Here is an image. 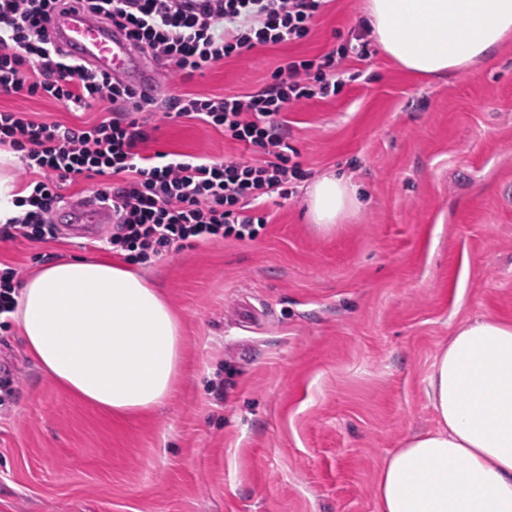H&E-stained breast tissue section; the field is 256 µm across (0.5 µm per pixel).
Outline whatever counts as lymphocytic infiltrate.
Here are the masks:
<instances>
[{"label":"lymphocytic infiltrate","mask_w":512,"mask_h":512,"mask_svg":"<svg viewBox=\"0 0 512 512\" xmlns=\"http://www.w3.org/2000/svg\"><path fill=\"white\" fill-rule=\"evenodd\" d=\"M329 0H0V94L46 97L80 111L112 105L110 118L84 128L35 121L0 111V146L20 152L31 175L29 195L14 200L16 215L0 223V239L56 237L52 216L63 188L78 178L110 174L118 182L107 199L112 227L99 238L131 263L161 258L196 241L258 237L267 218L258 208L288 197L299 164L291 163L281 115L290 106L338 94L356 81L347 63L371 56L365 28L316 60L280 66L262 91L245 96L171 97L160 87L133 88L67 56L49 37L53 15L83 9L117 26L131 45L160 67L161 84L204 74L217 62L258 46L308 36ZM191 118L223 130L258 152L253 162H217L142 154L144 117Z\"/></svg>","instance_id":"obj_1"}]
</instances>
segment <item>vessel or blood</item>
Listing matches in <instances>:
<instances>
[{
  "mask_svg": "<svg viewBox=\"0 0 512 512\" xmlns=\"http://www.w3.org/2000/svg\"><path fill=\"white\" fill-rule=\"evenodd\" d=\"M49 34L53 41L82 62L128 81L138 90L150 89L154 76L145 71L137 53L116 27L92 21L83 11L55 15ZM112 221V207L90 196L57 210L55 222L76 238L93 240Z\"/></svg>",
  "mask_w": 512,
  "mask_h": 512,
  "instance_id": "vessel-or-blood-1",
  "label": "vessel or blood"
}]
</instances>
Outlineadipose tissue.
Instances as JSON below:
<instances>
[{
    "label": "adipose tissue",
    "instance_id": "obj_1",
    "mask_svg": "<svg viewBox=\"0 0 512 512\" xmlns=\"http://www.w3.org/2000/svg\"><path fill=\"white\" fill-rule=\"evenodd\" d=\"M371 36L416 75L471 68L512 33V0H367ZM328 231L359 205L342 175L307 188ZM14 317L31 356L77 398L117 417L148 412L181 371V325L141 274L108 258L49 264L24 282ZM434 430L381 468L378 512H512V323L482 317L448 339L428 378Z\"/></svg>",
    "mask_w": 512,
    "mask_h": 512
}]
</instances>
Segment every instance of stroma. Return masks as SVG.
I'll use <instances>...</instances> for the list:
<instances>
[{"mask_svg":"<svg viewBox=\"0 0 512 512\" xmlns=\"http://www.w3.org/2000/svg\"><path fill=\"white\" fill-rule=\"evenodd\" d=\"M330 0L303 40L259 47L173 95H247L291 58L314 59L365 19ZM363 80L285 113L304 179L262 210L253 241H199L143 263L182 326L169 398L108 415L54 382L18 325L0 331V512H377L376 475L409 435L437 425L427 381L456 328L512 323V37L489 60L418 77L373 50ZM24 94L0 110L82 127L110 115ZM142 154L250 161L222 131L183 118L147 126ZM361 205L322 231L306 214L329 172ZM66 235L0 240V262L31 277L105 257Z\"/></svg>","mask_w":512,"mask_h":512,"instance_id":"1","label":"stroma"}]
</instances>
